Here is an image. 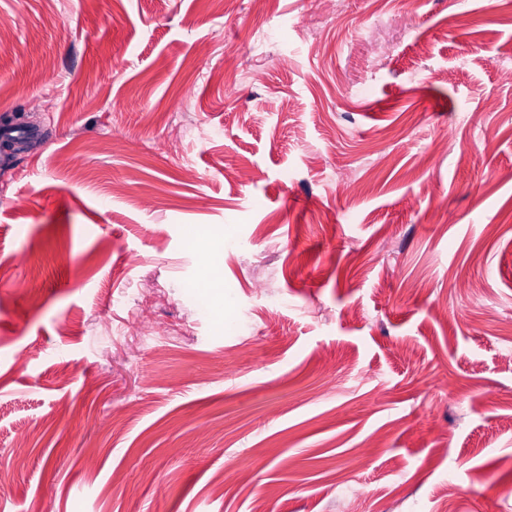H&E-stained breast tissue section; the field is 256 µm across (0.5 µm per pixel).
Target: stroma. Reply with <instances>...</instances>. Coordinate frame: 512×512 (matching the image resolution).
I'll list each match as a JSON object with an SVG mask.
<instances>
[{"mask_svg": "<svg viewBox=\"0 0 512 512\" xmlns=\"http://www.w3.org/2000/svg\"><path fill=\"white\" fill-rule=\"evenodd\" d=\"M314 12L0 0V512H512V0Z\"/></svg>", "mask_w": 512, "mask_h": 512, "instance_id": "35a3bbf8", "label": "stroma"}]
</instances>
